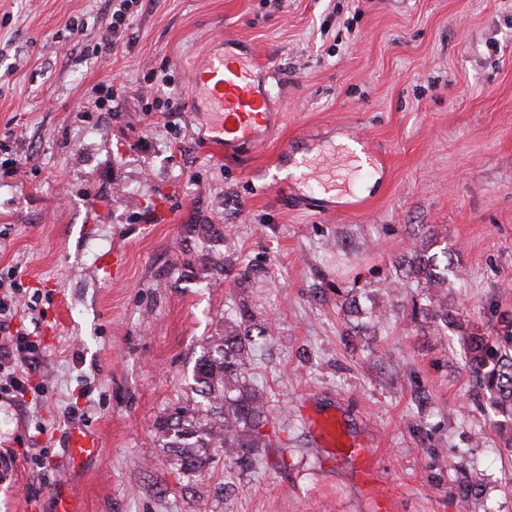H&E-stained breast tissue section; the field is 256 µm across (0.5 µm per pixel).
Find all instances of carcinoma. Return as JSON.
I'll use <instances>...</instances> for the list:
<instances>
[{
	"label": "carcinoma",
	"mask_w": 512,
	"mask_h": 512,
	"mask_svg": "<svg viewBox=\"0 0 512 512\" xmlns=\"http://www.w3.org/2000/svg\"><path fill=\"white\" fill-rule=\"evenodd\" d=\"M437 243L439 240L432 239L412 249L407 275L384 289L392 294H404L414 286L426 290L427 303L414 306V314L439 329L448 325L449 316L448 295L440 291L459 277V269L454 262L442 263L437 253H429ZM253 319L248 308L240 309L239 320L225 326L224 335L210 341L193 369L198 400L192 407L186 404L174 408L159 424L164 447L171 449L185 471L202 467L211 448L223 450L232 463H242L254 450L267 446L259 433L265 415L263 396L247 387L245 381L256 339L265 338L263 330L253 333ZM467 353L469 368L489 394L492 405L499 414L512 419V320L501 321L493 338L468 336Z\"/></svg>",
	"instance_id": "cac0c4a2"
}]
</instances>
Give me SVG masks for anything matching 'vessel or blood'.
I'll return each instance as SVG.
<instances>
[{"label":"vessel or blood","instance_id":"obj_1","mask_svg":"<svg viewBox=\"0 0 512 512\" xmlns=\"http://www.w3.org/2000/svg\"><path fill=\"white\" fill-rule=\"evenodd\" d=\"M260 71L253 57L223 51L205 54L191 71L192 88L209 101L214 141L225 155L262 146L275 130L272 96L257 78ZM67 447L73 458L84 462L100 455L98 437L78 426L70 428Z\"/></svg>","mask_w":512,"mask_h":512}]
</instances>
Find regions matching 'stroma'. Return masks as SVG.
<instances>
[{"label":"stroma","mask_w":512,"mask_h":512,"mask_svg":"<svg viewBox=\"0 0 512 512\" xmlns=\"http://www.w3.org/2000/svg\"><path fill=\"white\" fill-rule=\"evenodd\" d=\"M112 11L0 0V136L28 158L14 176L0 150V280L41 339L32 391L0 394V453L18 457L0 512H55L61 484L81 512H376L379 495L468 512L467 479L512 512V450L461 343L512 313V0H131L108 48ZM220 37L266 66L280 114L228 158L189 81ZM339 136L373 157L357 197L322 196L282 157ZM435 232L463 266L453 325L372 324ZM244 306L268 329L246 381L269 448L182 470L158 427ZM73 424L102 439L78 468ZM119 9L112 13V26L108 29L104 38L105 46L110 47L120 42L124 33L129 29V22L126 19L127 7L125 3L119 4Z\"/></svg>","instance_id":"stroma-1"}]
</instances>
